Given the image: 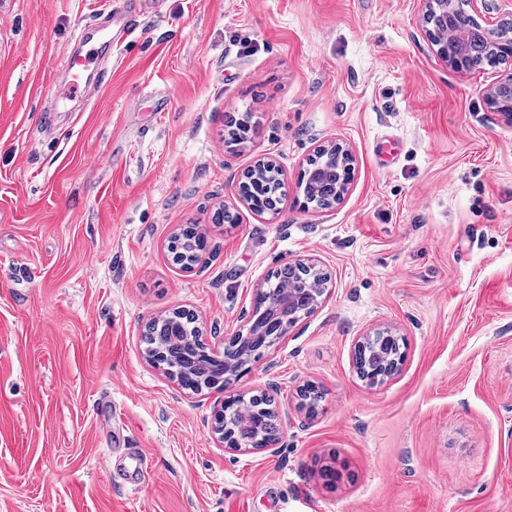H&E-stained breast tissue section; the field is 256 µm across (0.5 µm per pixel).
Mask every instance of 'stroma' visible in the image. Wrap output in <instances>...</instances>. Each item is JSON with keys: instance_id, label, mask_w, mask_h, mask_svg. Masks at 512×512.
Segmentation results:
<instances>
[{"instance_id": "obj_1", "label": "stroma", "mask_w": 512, "mask_h": 512, "mask_svg": "<svg viewBox=\"0 0 512 512\" xmlns=\"http://www.w3.org/2000/svg\"><path fill=\"white\" fill-rule=\"evenodd\" d=\"M114 2L0 0V512H512V127L487 101L512 66L449 65L421 0H143L124 43L80 39ZM69 52L96 99L46 111ZM334 140L356 169L323 210L297 182ZM264 157L274 215L239 198ZM307 258L321 305L230 391L147 363L152 318L192 309L216 345ZM379 326L404 362L370 386L353 347ZM229 392L289 414L277 450L216 447ZM335 150L336 151V157L340 161V163L343 164L344 168L347 169L350 172V176L347 179V183L344 184V191L340 193L339 198L342 199L344 197V194L348 191V185L350 184V177L351 173L354 170V164L356 161L355 154L350 148L349 145L336 142V141H330L327 142V144H322L317 147V151H323V150ZM186 230H192L193 234L200 236V243H201V250L197 251V243L196 239L194 238V235L189 234L188 232L184 233L180 239L176 240V249L169 250V252L173 255L176 253L179 254L180 260L178 262L184 263V262H191L192 257L194 259V264L192 265V268L194 266H197L204 261V246H203V238L201 235V232L199 231L198 226H185L184 228H180L178 231H175L171 238ZM195 253V254H194ZM193 254V255H191Z\"/></svg>"}]
</instances>
